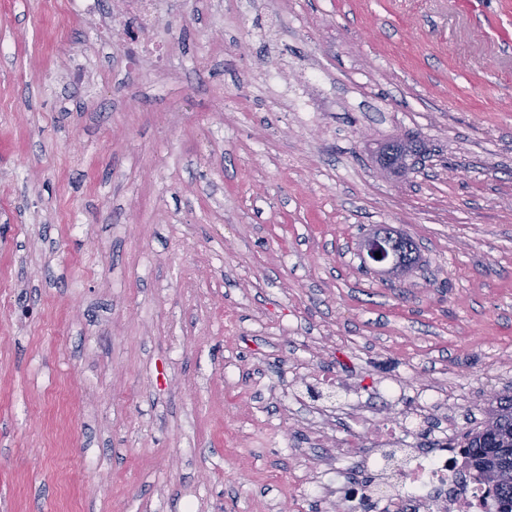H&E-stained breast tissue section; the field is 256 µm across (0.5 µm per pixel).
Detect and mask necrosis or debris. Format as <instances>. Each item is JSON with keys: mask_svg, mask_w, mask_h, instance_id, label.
I'll use <instances>...</instances> for the list:
<instances>
[{"mask_svg": "<svg viewBox=\"0 0 512 512\" xmlns=\"http://www.w3.org/2000/svg\"><path fill=\"white\" fill-rule=\"evenodd\" d=\"M162 0H123L118 17L98 16L97 0H67V16L97 18L103 38H111L114 29H123L130 45L129 61L148 62L164 69L167 50L163 43L144 38V31L156 27ZM448 401L446 390L426 385L414 390V411L393 424L381 422L375 415L362 417V430L373 435L376 446L364 454V462L381 467L386 449L396 447L406 433L425 425L427 418L439 419V427L449 431L454 420L441 416ZM409 465L397 482L379 491L350 480L334 481L330 470L318 472L309 485L325 496L335 497L337 512H356L360 497L373 498L377 512H495L492 500L486 499L479 486H470L466 493L454 491L457 459L447 448H412L408 451Z\"/></svg>", "mask_w": 512, "mask_h": 512, "instance_id": "4bbe7bcc", "label": "necrosis or debris"}]
</instances>
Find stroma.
I'll return each mask as SVG.
<instances>
[{
  "mask_svg": "<svg viewBox=\"0 0 512 512\" xmlns=\"http://www.w3.org/2000/svg\"><path fill=\"white\" fill-rule=\"evenodd\" d=\"M64 3L0 0V512H332L288 484L373 441L318 438L316 401L397 419L387 390L429 383L483 421L512 383V0H166L161 71ZM380 227L416 273L362 266ZM411 140L394 139L389 143L390 147L387 152L388 161L401 171L405 172L409 168L408 161L414 157L410 146Z\"/></svg>",
  "mask_w": 512,
  "mask_h": 512,
  "instance_id": "35a3bbf8",
  "label": "stroma"
}]
</instances>
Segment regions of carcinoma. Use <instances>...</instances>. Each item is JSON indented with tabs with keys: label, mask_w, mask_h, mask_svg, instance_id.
I'll use <instances>...</instances> for the list:
<instances>
[{
	"label": "carcinoma",
	"mask_w": 512,
	"mask_h": 512,
	"mask_svg": "<svg viewBox=\"0 0 512 512\" xmlns=\"http://www.w3.org/2000/svg\"><path fill=\"white\" fill-rule=\"evenodd\" d=\"M495 402L480 425L463 433L458 447L474 481L497 503V512H512V477L500 476L512 471V394H500Z\"/></svg>",
	"instance_id": "cac0c4a2"
}]
</instances>
